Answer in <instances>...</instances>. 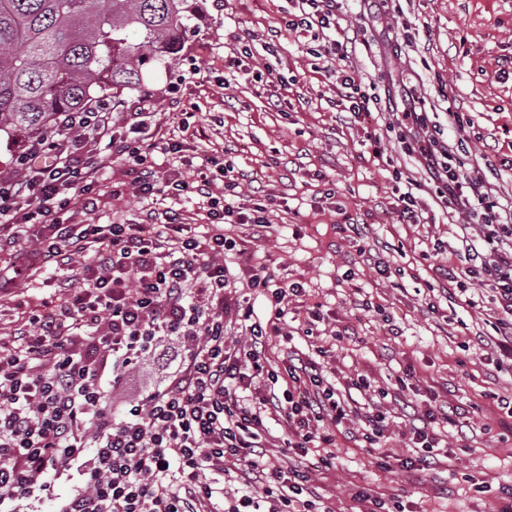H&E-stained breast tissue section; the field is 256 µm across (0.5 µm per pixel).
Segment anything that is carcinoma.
Segmentation results:
<instances>
[{
	"label": "carcinoma",
	"instance_id": "1",
	"mask_svg": "<svg viewBox=\"0 0 512 512\" xmlns=\"http://www.w3.org/2000/svg\"><path fill=\"white\" fill-rule=\"evenodd\" d=\"M200 11L199 0H0V133H46L60 112L139 89L143 66L174 55Z\"/></svg>",
	"mask_w": 512,
	"mask_h": 512
}]
</instances>
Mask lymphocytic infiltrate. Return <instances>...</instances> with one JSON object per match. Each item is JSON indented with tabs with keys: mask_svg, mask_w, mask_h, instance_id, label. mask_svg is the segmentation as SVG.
<instances>
[{
	"mask_svg": "<svg viewBox=\"0 0 512 512\" xmlns=\"http://www.w3.org/2000/svg\"><path fill=\"white\" fill-rule=\"evenodd\" d=\"M298 12L282 18L289 33L342 29L338 0H298ZM349 40H334L325 58L358 123L371 127L379 98L351 76ZM111 104L62 112L53 134L28 137L12 172L0 175V245L19 243L23 225H44L42 256H65L79 243L93 245L95 258L76 273L78 288L58 308L33 311L30 332L0 347V512H18L19 501L57 499V512H293L305 500L309 476L269 462L263 434L271 416L288 428L286 452L332 444L326 424L359 423L364 441L387 442L388 417L377 403L349 410L335 396L316 364L290 367L283 394L257 395L263 379L260 356L267 336L278 333L289 297L304 295L297 283L272 290L267 324L230 299L228 270L213 257L230 245L223 231L204 238L177 235V211L166 224H86L89 193L102 169L119 162L133 175L131 194L153 204L158 197L193 194L205 198L213 221L267 224L266 206L254 215L233 206L240 195L234 163L219 162L224 196L211 197V182L161 176L157 159L174 151L149 112L131 117L130 134H116ZM406 155L423 171L441 204L479 219L477 233L463 232L448 261L450 300L475 307L473 292L491 291L495 347L512 362V224L481 174H462L454 152L430 118L426 101L405 87L389 125ZM108 140L111 154L82 161L79 145ZM248 328L250 349L241 356L226 345L229 324ZM187 349L179 368L163 384L142 389L135 402L116 406L112 395L131 381L132 370L155 358L165 343ZM445 407L427 401L415 410L407 445L416 451L406 466L432 469L440 459L466 452L465 444H441ZM234 463L243 485L261 483L262 502L225 489L226 463ZM77 470L81 483L58 496L54 479Z\"/></svg>",
	"mask_w": 512,
	"mask_h": 512,
	"instance_id": "1",
	"label": "lymphocytic infiltrate"
}]
</instances>
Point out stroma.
I'll use <instances>...</instances> for the list:
<instances>
[{"mask_svg": "<svg viewBox=\"0 0 512 512\" xmlns=\"http://www.w3.org/2000/svg\"><path fill=\"white\" fill-rule=\"evenodd\" d=\"M203 12L181 42L172 66L144 73L140 90L116 99L118 112L149 108L165 137L177 141L165 170L186 181L198 179L205 160L230 152L242 173L235 206L251 210L258 199L275 203L269 226L228 224L236 249L225 251L228 294L253 308V319L267 321V292L250 287L253 269L268 268L272 287L298 283L305 296L291 298L279 335L262 354L266 369L284 391L287 371L297 360L318 361L325 378L349 390L359 404L375 402L387 411L392 456H409L412 406L431 398L437 403L474 401L495 409L496 397L512 395V369L495 363L494 345L469 349V334H492L495 314L489 307L450 309L445 280L435 274L442 254L460 246L456 219L438 207L424 176L401 153L392 132L378 123L383 156L365 141L360 126L333 106L336 79L316 68L308 45L294 35H273L279 19L294 11L295 0H202ZM411 21L413 38L393 56L388 32L392 13L369 10L366 0H342L341 11L366 31L370 49H357L351 61L365 89L382 101L395 98L408 79L428 107L439 115L449 143L466 152V167L479 170L500 203L512 202V0H400ZM276 42L281 81L259 76L269 60L267 42ZM249 56L227 67L225 58L239 44ZM198 79L182 81L189 64ZM455 104L464 119H448ZM419 181L415 194L433 221L400 224L393 168ZM130 175L115 163L103 170L94 189L97 205L89 224H126L139 218L140 205L128 192ZM334 198H326V189ZM365 225L392 274L384 278L359 264L356 244L344 227ZM372 303L356 309L355 297ZM65 292L53 268L28 279L0 278V346L11 344L30 310L63 304ZM416 372L418 380L400 389L398 376ZM357 387H350V380ZM352 425L330 448L311 449L305 458L285 457L269 449L272 464H304L309 486L333 512H356L349 495L361 485L382 493L387 504L406 512H494L504 487L512 486V431L493 427L469 436L471 448L436 469L401 466L377 468ZM485 481L477 491L475 480Z\"/></svg>", "mask_w": 512, "mask_h": 512, "instance_id": "1", "label": "stroma"}]
</instances>
